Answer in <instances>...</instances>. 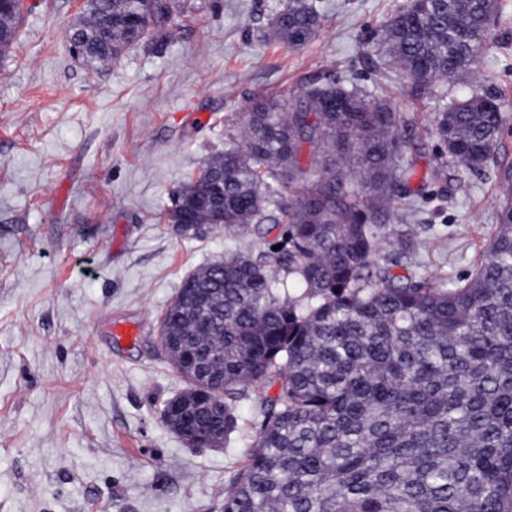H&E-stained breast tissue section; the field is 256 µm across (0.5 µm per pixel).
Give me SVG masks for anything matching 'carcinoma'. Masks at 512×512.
Wrapping results in <instances>:
<instances>
[{"label": "carcinoma", "mask_w": 512, "mask_h": 512, "mask_svg": "<svg viewBox=\"0 0 512 512\" xmlns=\"http://www.w3.org/2000/svg\"><path fill=\"white\" fill-rule=\"evenodd\" d=\"M172 0H88L67 37L107 38L112 59L169 37ZM495 0H411L377 32L376 50L421 97L479 77ZM323 16L288 0L268 35L308 44ZM18 20L0 17V53ZM512 101L492 84L443 99L432 128L462 171L512 165L497 145ZM407 117L364 91L310 85L292 105L257 94L238 143L204 161L168 221L245 236L271 220L282 247L233 252L180 284L160 343L186 389L163 409L191 447L238 429L235 404L258 384L259 431L224 489L222 512H512V196L501 200L479 264L448 283L395 274L378 258L376 215L408 184Z\"/></svg>", "instance_id": "1"}]
</instances>
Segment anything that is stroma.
<instances>
[{"label": "stroma", "mask_w": 512, "mask_h": 512, "mask_svg": "<svg viewBox=\"0 0 512 512\" xmlns=\"http://www.w3.org/2000/svg\"><path fill=\"white\" fill-rule=\"evenodd\" d=\"M285 2L177 0L170 38L91 71L66 37L81 0H27L0 56V512H221L271 390L237 402L229 445L189 447L162 418L186 382L158 345L159 321L188 274L267 251L284 227L184 238L167 213L229 147L253 95L292 104L306 85L335 82L409 113L420 152L378 257L452 280L479 262L496 172L463 173L430 125L441 95L470 78L412 97L374 48L404 0H313L324 26L298 49L267 34ZM499 3L480 77L512 100V0ZM121 324L137 336H115Z\"/></svg>", "instance_id": "stroma-1"}]
</instances>
